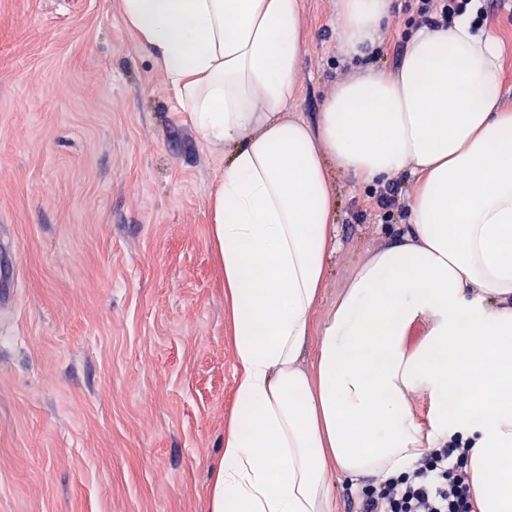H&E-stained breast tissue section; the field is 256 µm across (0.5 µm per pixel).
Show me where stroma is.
I'll return each mask as SVG.
<instances>
[{
  "mask_svg": "<svg viewBox=\"0 0 512 512\" xmlns=\"http://www.w3.org/2000/svg\"><path fill=\"white\" fill-rule=\"evenodd\" d=\"M122 0H0V226L18 271L0 324V512H210L234 407L232 329L209 194L228 157L181 112ZM291 115L314 121L356 61L336 0H302ZM419 18L396 0L375 62ZM503 44L512 8L483 24ZM323 302L382 243L370 189L330 177Z\"/></svg>",
  "mask_w": 512,
  "mask_h": 512,
  "instance_id": "stroma-1",
  "label": "stroma"
}]
</instances>
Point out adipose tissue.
I'll list each match as a JSON object with an SVG mask.
<instances>
[{
	"label": "adipose tissue",
	"mask_w": 512,
	"mask_h": 512,
	"mask_svg": "<svg viewBox=\"0 0 512 512\" xmlns=\"http://www.w3.org/2000/svg\"><path fill=\"white\" fill-rule=\"evenodd\" d=\"M395 0H336L349 58L373 54ZM179 108L229 147L210 198L236 359V409L211 512H336L330 482L411 472L469 444L476 512H512V110L503 48L471 14L420 27L394 73L337 84L292 118L301 0H122ZM413 180L406 221L322 320L336 250L328 174ZM315 344H308V336ZM431 401L430 429L410 393Z\"/></svg>",
	"instance_id": "obj_1"
}]
</instances>
